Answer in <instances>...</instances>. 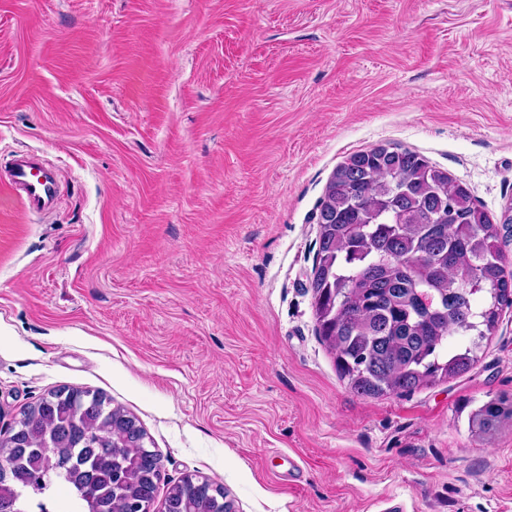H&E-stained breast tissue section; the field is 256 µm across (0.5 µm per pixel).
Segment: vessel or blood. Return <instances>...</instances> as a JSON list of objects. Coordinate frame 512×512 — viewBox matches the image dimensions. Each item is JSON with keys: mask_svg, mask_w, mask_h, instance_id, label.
Masks as SVG:
<instances>
[{"mask_svg": "<svg viewBox=\"0 0 512 512\" xmlns=\"http://www.w3.org/2000/svg\"><path fill=\"white\" fill-rule=\"evenodd\" d=\"M8 183L16 190L22 207L30 213H42L51 205L57 183L44 164L33 154L14 155L8 167Z\"/></svg>", "mask_w": 512, "mask_h": 512, "instance_id": "b4317fda", "label": "vessel or blood"}]
</instances>
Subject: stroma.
<instances>
[{
    "instance_id": "35a3bbf8",
    "label": "stroma",
    "mask_w": 512,
    "mask_h": 512,
    "mask_svg": "<svg viewBox=\"0 0 512 512\" xmlns=\"http://www.w3.org/2000/svg\"><path fill=\"white\" fill-rule=\"evenodd\" d=\"M409 149L512 263V0H0V439L64 386L135 416L163 482L235 512H512V308L465 375L352 392L315 332L326 184ZM8 184L16 190L28 213L40 214L51 205L57 182L35 154L14 155L8 167ZM512 419V401L494 398L486 402L474 414L472 423L478 425L481 432L495 428L505 419Z\"/></svg>"
}]
</instances>
